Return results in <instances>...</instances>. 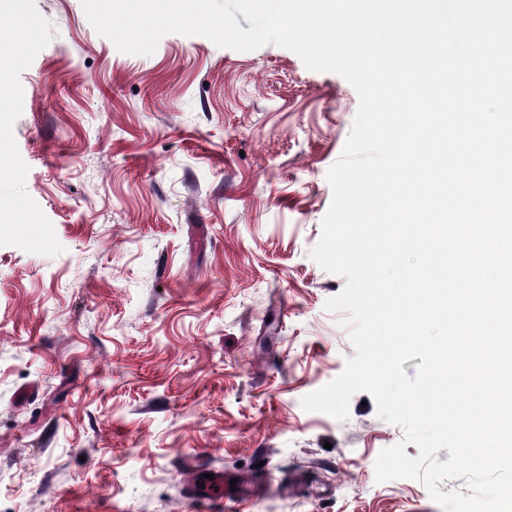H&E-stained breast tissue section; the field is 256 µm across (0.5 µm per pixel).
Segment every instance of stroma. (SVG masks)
<instances>
[{"label":"stroma","mask_w":512,"mask_h":512,"mask_svg":"<svg viewBox=\"0 0 512 512\" xmlns=\"http://www.w3.org/2000/svg\"><path fill=\"white\" fill-rule=\"evenodd\" d=\"M0 101V512H215L197 458L251 484L235 512H442L377 482L404 432L374 403L301 406L355 354L309 255L345 79L275 44L126 54L81 0H0Z\"/></svg>","instance_id":"1"}]
</instances>
